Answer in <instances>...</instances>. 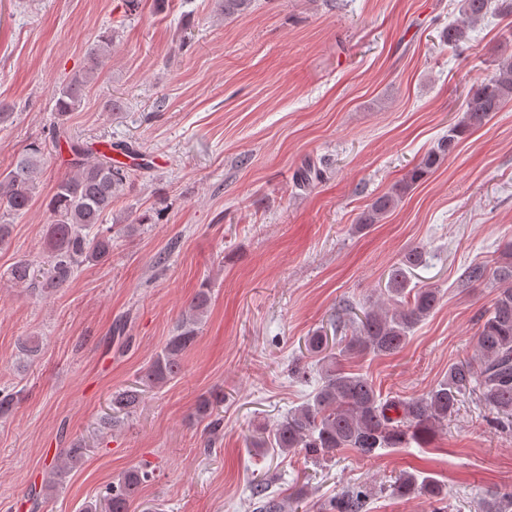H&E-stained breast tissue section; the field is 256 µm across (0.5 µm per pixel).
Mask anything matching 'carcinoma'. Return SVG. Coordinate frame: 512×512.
<instances>
[{
  "mask_svg": "<svg viewBox=\"0 0 512 512\" xmlns=\"http://www.w3.org/2000/svg\"><path fill=\"white\" fill-rule=\"evenodd\" d=\"M492 0H461L463 20L450 24L441 38L457 53L468 41V29L485 18ZM112 50V36L103 35L90 44L83 70L53 90L56 127L65 125L68 116L78 111L86 90L98 77ZM512 100V60L494 64L491 72L474 85L465 101L461 119L449 127L448 134L396 182L390 190L375 198L356 218L355 231L362 232L395 209L414 186L435 172L456 150L460 140L481 127L489 117ZM70 172L61 178L47 203L50 224L46 225L43 259L34 263L22 259L8 272L16 285L34 286L39 295L49 297L73 277L78 268L104 262L112 255V228L103 227V217L112 211V203L133 181L135 169L101 154L86 160L87 146L70 143ZM47 145L32 143L19 154L11 167L0 172V206L13 215L25 213L38 193L37 175L45 164ZM423 248L412 246L398 263L388 270V301L392 308H368L363 311L350 338L329 343L317 330L307 338V349L319 356L320 382L313 396L290 411L269 432L252 441L255 446L277 448L282 453L300 449L317 460L342 448H351L365 457L378 451L406 448L416 444L427 447L436 431L448 426L467 394H474L485 411L487 421L503 430L512 428V243L501 252L495 267L472 264L460 276L462 285L493 280L503 284L491 308L482 316L470 357L448 367V374L428 392L411 398H384L369 377L338 366L341 357L390 356L399 352L410 333L426 320L439 303L435 288L410 287L411 270L422 265ZM210 289L203 284L184 311L164 348L156 354L141 377L142 386L153 388L176 378L182 370V357L198 338V324L210 303ZM139 388H128L112 396V411L131 412L141 400ZM224 395L214 394L199 401L196 414L207 420L209 436L223 429V419L213 415ZM86 446L74 440L55 459L39 495L48 499L63 488L72 469L82 463ZM153 472L134 466L122 472L105 488L103 505L89 502L84 512H128L130 502L148 483ZM392 489L402 497L424 496L432 503L448 499V487L432 475L405 471L395 477ZM256 512H286L285 506L303 503L307 493L283 504L277 497L256 486ZM371 489L359 485L349 488L325 503L315 505L316 512H366ZM481 512H509L512 487L505 486L482 499Z\"/></svg>",
  "mask_w": 512,
  "mask_h": 512,
  "instance_id": "obj_1",
  "label": "carcinoma"
}]
</instances>
